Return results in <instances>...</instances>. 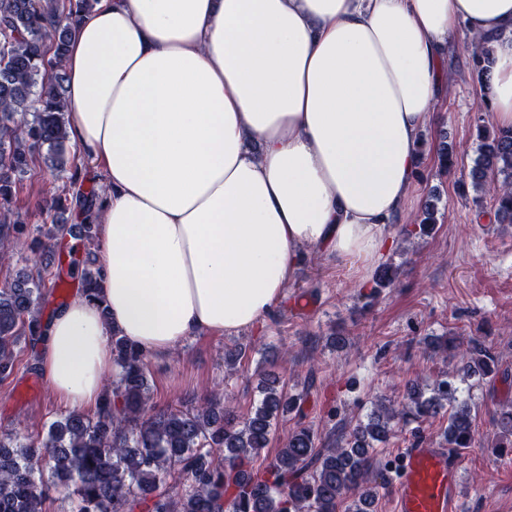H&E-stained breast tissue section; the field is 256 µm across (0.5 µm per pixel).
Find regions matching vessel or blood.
Instances as JSON below:
<instances>
[{
	"mask_svg": "<svg viewBox=\"0 0 512 512\" xmlns=\"http://www.w3.org/2000/svg\"><path fill=\"white\" fill-rule=\"evenodd\" d=\"M459 465L446 448L415 437L391 476L393 512H459Z\"/></svg>",
	"mask_w": 512,
	"mask_h": 512,
	"instance_id": "obj_1",
	"label": "vessel or blood"
}]
</instances>
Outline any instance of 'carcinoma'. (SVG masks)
<instances>
[{
  "label": "carcinoma",
  "mask_w": 512,
  "mask_h": 512,
  "mask_svg": "<svg viewBox=\"0 0 512 512\" xmlns=\"http://www.w3.org/2000/svg\"><path fill=\"white\" fill-rule=\"evenodd\" d=\"M97 0H0V263L27 233L16 211L19 185L30 171L34 150L62 184L40 207L52 213L46 236L68 232L93 243L102 185L85 179L68 149L66 74L63 59L72 33ZM492 35L475 37L478 74L488 60ZM469 170L473 189L492 198L493 219L512 224V128L481 125ZM99 268L81 271V291L101 301ZM47 286L42 272L20 270L0 284V380L10 377L27 349L44 340L40 303ZM116 379L105 387L95 415H62L34 439L0 435V512H44L50 488L64 489L75 512H374L377 475L374 444L411 421L448 409V447L474 441L470 402L457 383L495 380L499 358L492 348L458 336L432 341L435 351L459 357L448 372L424 387L413 384L394 408L374 410L367 421L341 430L326 443L299 423L261 474L245 463L267 447L279 417L301 413L303 395L261 386L262 398L242 420L213 393L192 409L162 410L153 402L148 355L112 332ZM498 448L512 447V399L499 403ZM178 476L181 488L164 489Z\"/></svg>",
  "instance_id": "obj_1"
}]
</instances>
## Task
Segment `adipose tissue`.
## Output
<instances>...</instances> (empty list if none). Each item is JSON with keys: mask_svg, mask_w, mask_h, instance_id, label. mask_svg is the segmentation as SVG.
<instances>
[{"mask_svg": "<svg viewBox=\"0 0 512 512\" xmlns=\"http://www.w3.org/2000/svg\"><path fill=\"white\" fill-rule=\"evenodd\" d=\"M512 126V0H98L64 60L67 130L102 168L105 309L75 295L38 366L97 408L112 332L165 356L258 325L316 248L369 281L409 207L456 33Z\"/></svg>", "mask_w": 512, "mask_h": 512, "instance_id": "1", "label": "adipose tissue"}]
</instances>
